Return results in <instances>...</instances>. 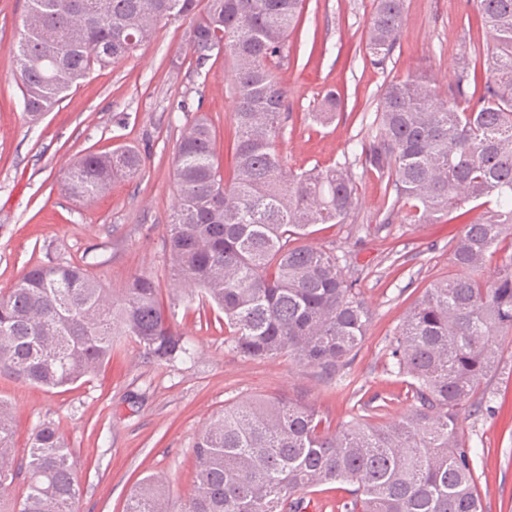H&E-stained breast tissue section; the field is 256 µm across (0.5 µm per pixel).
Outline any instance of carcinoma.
<instances>
[{"label":"carcinoma","mask_w":512,"mask_h":512,"mask_svg":"<svg viewBox=\"0 0 512 512\" xmlns=\"http://www.w3.org/2000/svg\"><path fill=\"white\" fill-rule=\"evenodd\" d=\"M304 0H27L10 47L24 112H50L95 67L129 57L162 21L193 19L196 62L224 52L235 79L234 170L214 162V131L195 119L175 156L176 204L167 225L171 275L224 313L233 348L252 359L289 355L330 378L361 343L370 313L336 255L304 242L317 224H343L357 203L356 179L337 164L299 173L279 151L288 91L273 72L298 29ZM493 38L482 83L463 68L443 96L423 76L385 85L365 168L392 196L388 214L425 224L457 214L463 231L450 250L455 273L426 289L390 342L394 373L408 378L400 418H358L334 434L318 412L273 398L224 406L193 446L195 491L180 512H302L295 494L352 484L344 512H483L476 454L463 441L462 414L496 369V340L512 331V0H476ZM404 0H373L365 49L374 66L390 58ZM341 98L326 93L319 123ZM132 149L90 152L67 169L66 188L91 200L112 181L135 178ZM470 208H465V205ZM499 259L494 280L483 277ZM130 339L158 363L191 349L171 326L149 276L121 298L87 268L42 263L0 297V375L48 389L73 385ZM13 415L0 398V512H77L72 452L52 424L26 453L12 452ZM20 499L10 496L15 482ZM124 512H174L164 484L143 478Z\"/></svg>","instance_id":"1"}]
</instances>
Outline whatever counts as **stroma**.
<instances>
[{
    "label": "stroma",
    "instance_id": "stroma-1",
    "mask_svg": "<svg viewBox=\"0 0 512 512\" xmlns=\"http://www.w3.org/2000/svg\"><path fill=\"white\" fill-rule=\"evenodd\" d=\"M25 9L26 0H0V294L51 260L87 264L116 296L131 278L147 275L193 356L157 364L124 340L101 370L71 386L49 391L0 376V397L12 404L16 455L43 424H54L72 451L77 512H123L131 488L148 475L167 486L178 510L194 490L193 445L227 404L282 395L313 405L331 434L370 405L385 421L404 414L407 385L388 372L389 342L432 281L452 274L450 244L462 226L386 221L385 185L366 173L362 147L386 83L423 73L447 92L470 43L492 46L473 0H405L399 43L382 68L364 58L372 0H305L303 30L290 35L288 55L274 70L288 89L280 141L288 168L346 163L357 182L358 206L346 222L315 225L308 238L336 254L371 313L348 367L330 380L286 356L238 354L226 340L223 314L173 285L166 228L177 194L175 150L194 117H208L215 162L224 175L232 173L234 74L223 54L197 65L191 19L161 23L151 42L93 71L32 123L9 52ZM331 89L344 96V107L321 125L311 114ZM125 146L140 151V175L114 180L91 201L67 193L64 171L77 157ZM499 355L487 384L491 408L460 425L478 452L484 512H512V338H501Z\"/></svg>",
    "mask_w": 512,
    "mask_h": 512
}]
</instances>
